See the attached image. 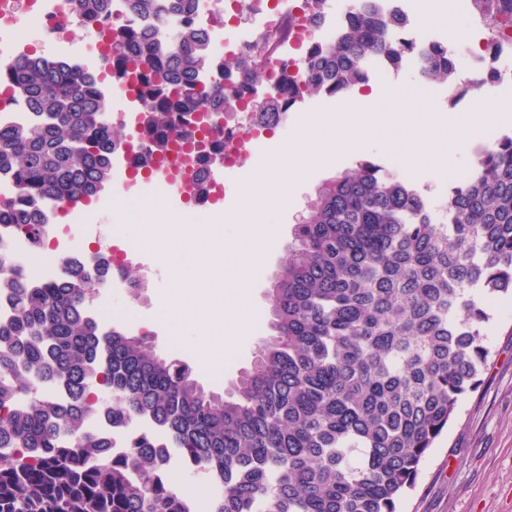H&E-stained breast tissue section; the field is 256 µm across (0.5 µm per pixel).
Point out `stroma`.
I'll return each mask as SVG.
<instances>
[{
	"label": "stroma",
	"instance_id": "35a3bbf8",
	"mask_svg": "<svg viewBox=\"0 0 512 512\" xmlns=\"http://www.w3.org/2000/svg\"><path fill=\"white\" fill-rule=\"evenodd\" d=\"M439 3L441 17L429 21L421 16L419 0H412V29L431 30L444 36L449 25H463L462 14L468 11L482 18L487 40L500 39L502 30L492 0H439ZM408 86L418 99L437 101L448 112L463 115L478 111L482 105L481 91L449 97L447 84L420 80L407 63L392 71L389 81L370 82L366 92L371 100H385L396 114L394 127L402 132L399 151L367 145L355 154H340L332 165L313 173L291 208L273 213L270 221L276 226V241L258 263L248 324L222 374L197 372L196 377L205 388L223 393L240 371L249 366L256 346L268 336L271 315L266 292L287 257L297 215L315 198L320 186L344 171L355 169L359 161L370 159L397 172L430 202L436 203L459 178L466 176L473 162L472 154L460 157L456 176L447 177L435 165L433 150L424 148L421 133L405 130V106L400 93ZM342 105L339 96L305 95L302 102L291 107V120L276 126L264 142L271 150H278L296 128L295 114L304 111L333 115L341 111ZM173 284L172 276L160 275L147 281L140 296L113 300L107 308V323L146 333L157 354L191 364L195 361L191 343L196 337L208 335L209 328L198 322L186 327L181 340L168 338L165 328L155 318L154 307L158 297ZM491 314L488 362L479 372L476 388L461 400L447 431L423 462L416 487L404 498L401 512H512V298L506 296L493 302Z\"/></svg>",
	"mask_w": 512,
	"mask_h": 512
}]
</instances>
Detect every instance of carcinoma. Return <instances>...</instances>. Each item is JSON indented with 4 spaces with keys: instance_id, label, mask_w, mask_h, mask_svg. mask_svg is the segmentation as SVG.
I'll use <instances>...</instances> for the list:
<instances>
[{
    "instance_id": "cac0c4a2",
    "label": "carcinoma",
    "mask_w": 512,
    "mask_h": 512,
    "mask_svg": "<svg viewBox=\"0 0 512 512\" xmlns=\"http://www.w3.org/2000/svg\"><path fill=\"white\" fill-rule=\"evenodd\" d=\"M125 2L152 27L115 31L109 64L139 74L161 153L174 121L224 111L238 83L197 89L211 54L202 33L157 36L199 0ZM70 3L86 25L111 11V0ZM403 25L381 0H354L339 36L309 51L292 94L341 95L367 82L369 61L397 67L414 55L419 78L453 81L460 41L420 47L399 38ZM9 77L37 121L0 126V173L20 196L0 200V223L40 248L44 222L25 203L97 197L123 137L83 64L25 56ZM302 216L267 292L272 334L227 399L186 362L159 356L149 336L87 315L107 267L64 257L62 275L40 284L0 272L14 309L0 326V512H187L188 497L164 480L171 448L219 490L210 512H398L488 361L483 300L512 293V135L478 150L436 206L365 161L323 184ZM36 377L68 401L36 389ZM95 386L112 400L94 401ZM94 416L145 421L164 443L143 434L117 456L111 436L88 427Z\"/></svg>"
}]
</instances>
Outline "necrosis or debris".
<instances>
[{
	"label": "necrosis or debris",
	"mask_w": 512,
	"mask_h": 512,
	"mask_svg": "<svg viewBox=\"0 0 512 512\" xmlns=\"http://www.w3.org/2000/svg\"><path fill=\"white\" fill-rule=\"evenodd\" d=\"M21 13L40 25L57 46L59 56H66L79 25L69 0H0V28L13 27L15 15ZM340 21L336 0H200L197 12L176 19V26L206 30L211 45L223 56L225 68L244 70L261 65L266 82L261 93H254L246 86L237 97L225 101L218 130L203 126V113L195 112L183 118L177 133L170 136L168 151L155 159L162 170L163 182L194 190L202 181L205 160L216 148H223L225 162H232L245 152L248 144L262 139L267 126L285 121L287 115L283 112L273 114L268 122L258 121L254 109L260 97L278 94L287 86L289 77L300 76L304 44L315 34L334 37ZM117 24L134 32L146 27L147 21L126 13L124 0H112L110 20L93 24L84 43V55L94 61L101 83L118 85L122 106L115 118L128 130L125 154L135 158L149 150L140 125L142 87L131 74L115 79L111 66L104 62ZM43 208L49 216L45 226L47 241L83 264L95 266L105 262L112 270L97 295L87 302L89 313L99 314L107 306L113 289L131 291V283L117 276L123 264L114 254L84 247V226L92 221L90 213L71 209L70 223L58 224L54 218L59 203L47 201ZM0 257L8 267L28 272L36 283L58 278L62 272L56 259L38 255L23 236L10 231L0 230Z\"/></svg>",
	"instance_id": "necrosis-or-debris-1"
}]
</instances>
